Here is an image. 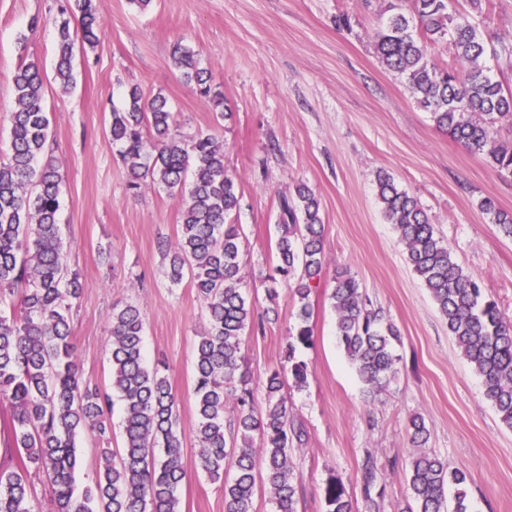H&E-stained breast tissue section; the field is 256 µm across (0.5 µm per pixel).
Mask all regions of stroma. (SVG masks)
Wrapping results in <instances>:
<instances>
[{
	"label": "stroma",
	"instance_id": "35a3bbf8",
	"mask_svg": "<svg viewBox=\"0 0 512 512\" xmlns=\"http://www.w3.org/2000/svg\"><path fill=\"white\" fill-rule=\"evenodd\" d=\"M63 0H0V143L9 142L12 76L38 61L46 84L50 137L63 176L60 222L70 265L84 285L73 313L83 374L110 377V317L134 301L145 314L148 360L163 358L180 411L189 480L182 512H225L224 491L195 471L194 354L206 319L190 281L172 284L157 242L176 243L180 206L155 187L135 196L105 128L128 92L163 94L183 131H210L224 144L238 178L241 287L265 313L244 334L243 369L254 387L282 362L296 325L293 291L277 279L279 200L306 183L321 202L330 258L310 298L314 345L301 352L308 385L284 395L307 435L293 457L301 473L297 512H326L330 474L345 482L353 512H366L361 466L373 454L384 489L382 512H406L415 452L409 424L422 417L429 450L467 472L470 512H512V430L486 401L483 385L407 262L386 224L376 176L385 171L418 198L438 234L483 292L512 316V240L477 207L488 197L512 211V178L438 130L402 78L374 49L382 0H95L103 22L98 45L77 55V83L54 81L55 19ZM350 25L337 29V15ZM198 53L232 116L217 120L171 62L174 44ZM350 272L374 307L400 332L398 374L377 398L336 338L329 294L336 270Z\"/></svg>",
	"mask_w": 512,
	"mask_h": 512
}]
</instances>
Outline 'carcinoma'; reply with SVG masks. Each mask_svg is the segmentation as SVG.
Returning <instances> with one entry per match:
<instances>
[{
  "mask_svg": "<svg viewBox=\"0 0 512 512\" xmlns=\"http://www.w3.org/2000/svg\"><path fill=\"white\" fill-rule=\"evenodd\" d=\"M384 2L375 33L381 62L405 79L436 128L512 177V140L501 136L503 127H512V89L489 75L488 48L477 26L489 0H463L451 11L448 0ZM61 15L55 80L68 92L76 85L75 41L95 48L102 21L94 0H67ZM442 42L452 46L457 66L441 67L430 59L432 45ZM171 60L179 78L220 117L231 116L193 49L178 44ZM13 92L9 152L0 156V442L16 461L0 465V512H39L31 487L37 473L51 484L54 512H181L187 468L179 404L165 366L145 363L137 305L112 307L110 387L82 376L71 309L83 284L69 272L62 241L61 173L48 144L45 84L36 62L20 65ZM108 135L121 146L129 190L137 194L161 185L179 200L181 237L174 245L161 242L160 249L170 282L190 278L208 320L195 350L196 469L223 483L225 512H255L259 483L267 488L272 512H297L291 450L303 442L305 430L291 417L282 390L287 376L296 388L308 383L307 364L296 352L313 345L306 300L327 264L315 192L299 184L280 201L275 272L303 304L288 341V367L267 375L259 407L242 370V347L245 330L262 325V319L240 288V229L227 223L240 198L237 178L224 164V144L207 131L181 132L167 98L157 93L146 99L137 88L129 91L125 109L110 113ZM376 187L383 216L398 232L414 274L481 377L485 399L512 429V317L483 297L477 277L455 260L417 198L386 172L378 173ZM478 207L512 239V211L489 197ZM330 300L339 344L373 399L398 373L399 330L368 308L359 282L346 271L336 272ZM116 401L122 409V451L116 456L103 449L94 482L78 495L76 437L87 430L98 442L110 443ZM228 409L234 413L230 428L224 424ZM410 437L417 447L427 443L422 419L411 420ZM377 473V459L369 454L362 466L369 512H380ZM466 482L465 471L449 468L435 454L413 456L409 487L416 508L409 512H468ZM450 483L460 487L451 503L445 492ZM324 498L327 512H352L341 477L329 478Z\"/></svg>",
  "mask_w": 512,
  "mask_h": 512,
  "instance_id": "1",
  "label": "carcinoma"
}]
</instances>
